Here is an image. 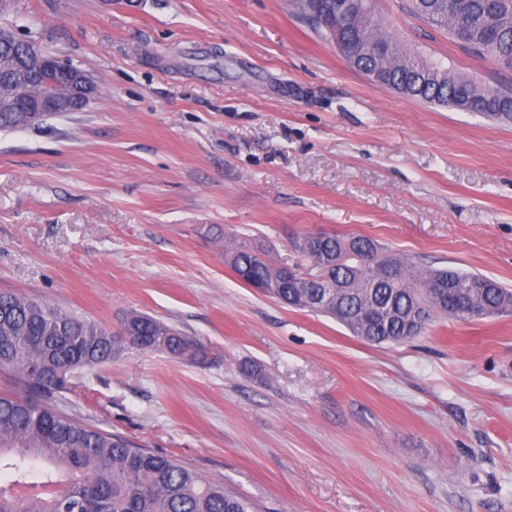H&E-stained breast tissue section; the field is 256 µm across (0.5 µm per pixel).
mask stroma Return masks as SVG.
<instances>
[{"mask_svg": "<svg viewBox=\"0 0 512 512\" xmlns=\"http://www.w3.org/2000/svg\"><path fill=\"white\" fill-rule=\"evenodd\" d=\"M403 3L376 11L410 49L512 84ZM1 26L99 95L0 132V292L201 349L82 370L62 411L266 512H512V317L372 346L224 261L233 237L302 270L295 238L360 235L512 287V120L372 83L287 0H16Z\"/></svg>", "mask_w": 512, "mask_h": 512, "instance_id": "1", "label": "stroma"}]
</instances>
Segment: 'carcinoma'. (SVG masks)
Masks as SVG:
<instances>
[{
  "instance_id": "1",
  "label": "carcinoma",
  "mask_w": 512,
  "mask_h": 512,
  "mask_svg": "<svg viewBox=\"0 0 512 512\" xmlns=\"http://www.w3.org/2000/svg\"><path fill=\"white\" fill-rule=\"evenodd\" d=\"M298 16L324 30L323 7L312 0ZM409 10L476 57L512 70V0H410ZM362 36L379 40L394 85L405 96L445 106L465 95L492 116L512 109V89L481 85L448 70L441 83L422 82L423 73L443 63L408 48L376 14L375 0L359 17ZM27 41L0 44V64L23 57ZM41 69L20 73L17 87L28 99L42 89ZM26 113L0 109V131L25 130ZM225 262L244 284H263L267 295L290 308L331 317L367 344H401L425 333L439 319L469 322L488 313L512 317V288L478 272L416 264L362 236L326 234L308 256L309 274L329 277L338 294L314 305V289L300 279L280 285L278 267L263 250L236 240L225 244ZM434 310L415 323L418 306ZM192 339L153 316L125 313L117 328L103 326L42 299L0 293V368L16 373L19 393H0V512H260L252 499L226 488L169 457L131 440L87 425L59 409L71 372L92 369L132 350L181 357Z\"/></svg>"
}]
</instances>
